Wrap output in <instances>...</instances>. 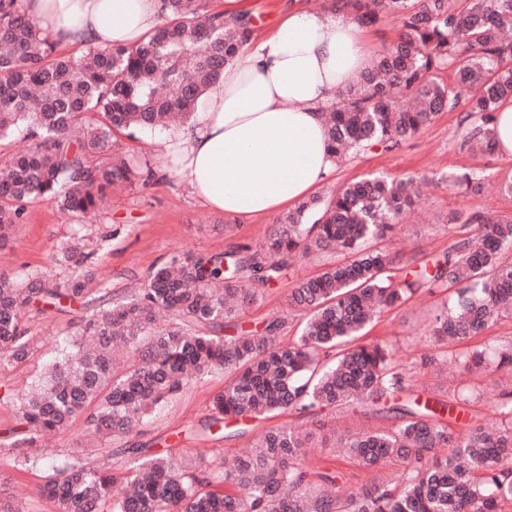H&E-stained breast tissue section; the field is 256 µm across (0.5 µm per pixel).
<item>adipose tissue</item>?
<instances>
[{
    "instance_id": "obj_1",
    "label": "adipose tissue",
    "mask_w": 512,
    "mask_h": 512,
    "mask_svg": "<svg viewBox=\"0 0 512 512\" xmlns=\"http://www.w3.org/2000/svg\"><path fill=\"white\" fill-rule=\"evenodd\" d=\"M63 46L133 47L161 21L162 0H24ZM373 61L367 28L345 8L297 9L253 38L167 147L175 173L204 206L260 216L307 196L335 172L325 107Z\"/></svg>"
}]
</instances>
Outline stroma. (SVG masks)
Here are the masks:
<instances>
[{
  "label": "stroma",
  "mask_w": 512,
  "mask_h": 512,
  "mask_svg": "<svg viewBox=\"0 0 512 512\" xmlns=\"http://www.w3.org/2000/svg\"><path fill=\"white\" fill-rule=\"evenodd\" d=\"M297 6L316 12L324 11V0H238V13L248 15L255 34L269 33L285 8ZM460 111L443 112L421 133L384 150L375 148L339 162L336 171L315 190L325 195L330 189L354 182L370 174L404 177L414 173H442L468 169L484 170L494 181L512 172V158L498 153L471 154L460 150L465 129L460 124ZM167 132L156 135L135 134L120 137L117 153L138 161L151 159L157 176L144 188H129L107 194L104 208L97 214L77 219L60 211L53 203L37 200L26 208L22 223L9 228L0 240V271L23 275L31 271L55 280L73 275V263L58 261L61 245L81 230L92 260L113 296L130 293L132 284L144 281L149 272L175 253L221 254L240 245H256L267 235L274 216L232 218L214 212L196 202L171 171L167 156L155 152V142L167 139ZM460 210L480 211L500 218H512V195L494 187L469 195L439 187H427L414 206L407 223L397 226L385 241L391 253L403 259L427 261L446 251L455 238L462 235L460 225L451 221ZM329 254L319 256L294 254L277 284L265 289L262 297L245 311L239 326L256 331L270 321L282 318L286 324L278 333L280 342L295 341L300 332L299 320L288 313V288L292 281L310 278L332 262ZM446 299L444 293H420L405 307L385 313L366 329L363 343H381L391 348L395 360L406 368L414 391H425L447 398L450 391L474 386L487 400L478 405L482 418H492L488 399L500 385L512 382V372L501 371L491 377L463 374L447 380L436 372L420 370V355L434 353L428 341L431 310ZM88 310L83 300L64 302L53 307L43 303L34 306L22 322L26 335L36 339L28 359L22 363L0 361V486L10 493L23 512H57L56 504L42 493L45 473L39 468L18 470L12 446L18 440L17 410L13 396L22 394L60 355L62 339L77 334L84 326ZM224 389L223 370H214L190 383L159 411L147 417L133 440L157 447L159 440L181 448L184 462L196 464L197 451L218 448L233 456L243 448V439L225 438L200 432L199 426L211 415L213 396ZM332 422L348 428L357 424L383 426L384 421L372 411L320 412L308 417L293 411L252 422L253 432L273 426L313 428L315 422ZM42 454L50 456L57 466H65L75 456L85 457L95 465L120 472L126 460L118 456L119 442L106 436L93 437L86 431L84 420H76L64 434L47 433L38 443Z\"/></svg>",
  "instance_id": "stroma-1"
}]
</instances>
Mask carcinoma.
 <instances>
[{"label": "carcinoma", "mask_w": 512, "mask_h": 512, "mask_svg": "<svg viewBox=\"0 0 512 512\" xmlns=\"http://www.w3.org/2000/svg\"><path fill=\"white\" fill-rule=\"evenodd\" d=\"M357 20L394 24L392 47L325 109L329 149L337 158L390 149L442 112L467 105L461 147L495 153L494 114L512 103V0H343ZM253 36L251 19H227L203 0H163L162 22L135 47L87 45L72 54L46 35L23 0H0V141L23 135L27 147L0 160V239L23 221L26 206L49 200L75 217L98 210L109 186H146L149 162L109 152L119 135L155 132L172 115L190 118ZM453 74L450 83L439 73ZM478 171L441 174L436 184L463 193L482 190ZM421 179L373 175L300 202L280 216L262 243L224 255L182 254L153 269L138 294L114 298L99 278L80 229L60 250L81 267L57 282L32 272L0 273V357L19 363L31 338L21 322L34 304L82 298L92 308L30 392L16 398L23 438L12 449L23 466L46 470L43 494L58 512H504L512 503V386L492 398L495 423L467 420L455 430V409L481 399L471 389L446 400L415 395L389 349L356 344L367 326L413 296L449 292L431 318L432 342L448 346L478 336L512 316V218L461 210L451 221L476 227L448 251L399 274L379 245L403 220ZM336 252L341 259L288 289V307L303 315L297 340L283 346L281 321L262 331L222 336L240 312L276 282L289 257ZM169 322L159 328L156 316ZM492 376L512 369V341L458 357L425 355L438 372L448 360ZM224 370V391L212 400L206 430L243 425L279 411L314 414L362 405L387 427L321 434L282 426L253 438L228 466L202 456L190 467L176 450L144 445L119 452L131 459L108 474L81 459L58 468L33 455L38 435L64 433L82 417L97 433L124 437L193 378ZM326 448L371 474L345 489L329 467L303 462L305 448ZM438 448L449 452L440 456ZM123 486L114 494L112 487Z\"/></svg>", "instance_id": "carcinoma-1"}]
</instances>
